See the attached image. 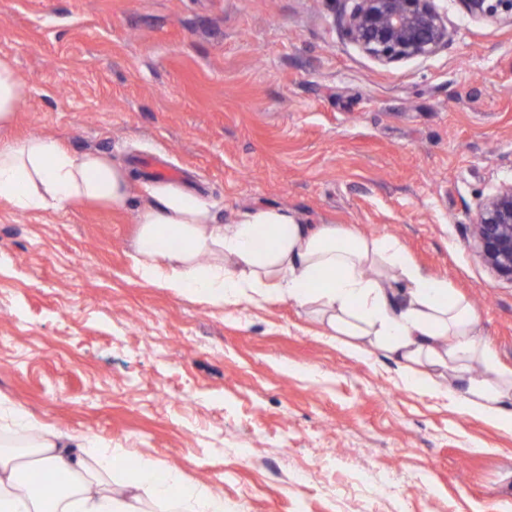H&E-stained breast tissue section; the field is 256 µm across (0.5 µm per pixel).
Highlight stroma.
<instances>
[{
    "instance_id": "1",
    "label": "stroma",
    "mask_w": 512,
    "mask_h": 512,
    "mask_svg": "<svg viewBox=\"0 0 512 512\" xmlns=\"http://www.w3.org/2000/svg\"><path fill=\"white\" fill-rule=\"evenodd\" d=\"M437 54L383 65L339 0H0L25 86L0 139L100 151L124 207L0 201V400L182 472L226 512H512V433L292 302L218 309L132 272L147 155L230 224L279 208L391 235L512 369V281L473 247L512 180V26L455 0Z\"/></svg>"
}]
</instances>
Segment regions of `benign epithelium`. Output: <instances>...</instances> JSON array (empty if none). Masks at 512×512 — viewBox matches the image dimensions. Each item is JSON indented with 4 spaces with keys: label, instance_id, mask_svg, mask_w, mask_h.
I'll use <instances>...</instances> for the list:
<instances>
[{
    "label": "benign epithelium",
    "instance_id": "1",
    "mask_svg": "<svg viewBox=\"0 0 512 512\" xmlns=\"http://www.w3.org/2000/svg\"><path fill=\"white\" fill-rule=\"evenodd\" d=\"M340 15L347 38L383 65L427 58L448 45V25L435 0H345ZM476 22L512 24V0H455ZM475 247L485 264L512 281V182L479 205L473 225Z\"/></svg>",
    "mask_w": 512,
    "mask_h": 512
}]
</instances>
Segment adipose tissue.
<instances>
[{
    "instance_id": "1",
    "label": "adipose tissue",
    "mask_w": 512,
    "mask_h": 512,
    "mask_svg": "<svg viewBox=\"0 0 512 512\" xmlns=\"http://www.w3.org/2000/svg\"><path fill=\"white\" fill-rule=\"evenodd\" d=\"M129 192L128 172L104 153L73 154L43 135L0 141V200L18 211H58L75 201L119 207ZM136 222L140 280L217 308L282 300L312 307L332 334L354 339V351L372 347L401 363L405 384L447 390L464 412L512 432V373H469L472 364L496 363L473 305L425 273L396 237L308 224L272 208L218 224L180 190L149 191ZM125 456L0 401V512H225L221 494L149 458L114 489ZM31 470L59 491L48 498L27 488Z\"/></svg>"
}]
</instances>
